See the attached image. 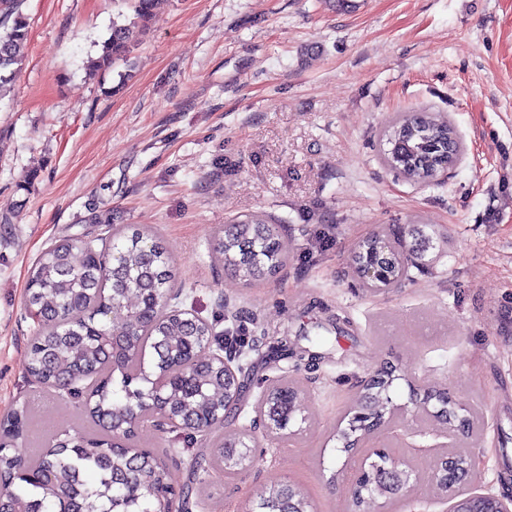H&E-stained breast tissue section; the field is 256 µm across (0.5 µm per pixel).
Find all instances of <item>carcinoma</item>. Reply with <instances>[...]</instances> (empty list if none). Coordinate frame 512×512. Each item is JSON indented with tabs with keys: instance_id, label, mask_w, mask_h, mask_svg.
<instances>
[{
	"instance_id": "obj_1",
	"label": "carcinoma",
	"mask_w": 512,
	"mask_h": 512,
	"mask_svg": "<svg viewBox=\"0 0 512 512\" xmlns=\"http://www.w3.org/2000/svg\"><path fill=\"white\" fill-rule=\"evenodd\" d=\"M25 0H0V89L10 83L28 45L29 18ZM133 11L132 25L112 23V33L94 62L109 68L125 57L133 26H150L162 0H126ZM452 124L421 111L397 119L387 141L419 145L411 160L394 157L383 162L397 175L417 183L427 182L453 167L458 156L445 155L454 142ZM212 255L233 269L243 282L275 273L288 261V249L278 225L260 215L238 219L225 235L209 243ZM173 270L164 245L147 230L112 235L101 250L79 238H69L45 251L28 276L26 302L37 329L28 345V374L48 388L87 392V409L96 434L56 436L36 452H9L24 437L25 416L14 412L0 429V512H154L161 495H176L179 512H187L189 488L173 489L166 481L160 456L171 452L139 448L136 430L155 423L167 411L185 424V435L197 433V421L214 415L220 419L229 382L218 367L208 369L204 357L182 359L189 342L213 343L212 326L193 323L166 306ZM121 325L120 332L108 324ZM125 340L129 351L119 362L107 354L114 336ZM120 386H114V373ZM395 375L381 369L379 382L370 390L373 416L388 412L381 392ZM115 435L129 441L124 452H112ZM239 461L224 459L221 444L190 460L192 473L210 469L230 477L250 459L241 449ZM296 512H308L303 493L273 482L257 493L269 512H279L288 495Z\"/></svg>"
}]
</instances>
